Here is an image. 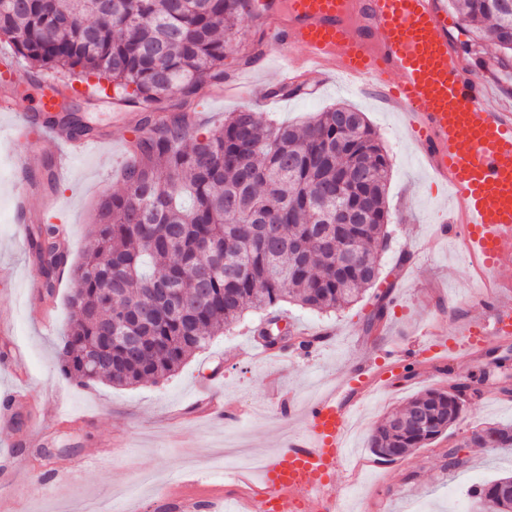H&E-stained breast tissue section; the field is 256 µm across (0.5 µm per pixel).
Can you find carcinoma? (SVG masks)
I'll return each mask as SVG.
<instances>
[{"label": "carcinoma", "mask_w": 512, "mask_h": 512, "mask_svg": "<svg viewBox=\"0 0 512 512\" xmlns=\"http://www.w3.org/2000/svg\"><path fill=\"white\" fill-rule=\"evenodd\" d=\"M247 0H0V39L31 68L111 88L129 106L180 97L224 79V59ZM470 34L469 60L487 41L498 49V79L512 81V0H448ZM62 115L44 118L67 135L101 132L63 98ZM129 144L134 162L120 192L95 209L91 243L73 269L62 370L82 384L130 386L173 375L195 351L248 310L269 312L285 302L340 311L379 278L388 223L390 164L363 113L338 104L302 126L274 125L238 110L213 133L194 137L190 116L145 114ZM342 195L336 196V187ZM56 224L30 229L32 255L52 296L66 262ZM210 244L229 261L200 260ZM350 253L354 260L344 263ZM156 286L180 291L187 311L152 300ZM390 291L377 296L367 328L383 321ZM152 313L142 349L126 353L101 337L121 335L120 317ZM96 366L87 363L90 352ZM463 414L449 389L412 397L372 431L369 448L394 462L425 448ZM493 448H512V426L481 427ZM502 487L512 512V477L475 489L483 499Z\"/></svg>", "instance_id": "1"}]
</instances>
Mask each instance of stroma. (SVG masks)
Segmentation results:
<instances>
[{
  "label": "stroma",
  "instance_id": "1",
  "mask_svg": "<svg viewBox=\"0 0 512 512\" xmlns=\"http://www.w3.org/2000/svg\"><path fill=\"white\" fill-rule=\"evenodd\" d=\"M272 23L250 0L232 51L224 60V78L202 85L192 99L194 135L218 128L228 113L247 108L266 121L303 124L317 112L337 103L364 112L389 156L387 186L390 237L379 256L380 282L396 281L390 295L384 333H366L364 318L374 303L373 291L339 312L319 313L293 303L282 315L302 332L319 336L315 357L288 349L261 359L254 338L261 318L246 311L238 322L213 338L208 349L192 354L172 376L133 386L96 383L82 386L61 371L62 336L68 325L71 286L44 298L27 288L35 269L31 253L18 241L16 185L24 183L34 205L44 206L42 219L72 228L69 264L79 262L90 245L87 234L93 205L106 192L121 189L120 175L128 162L126 145L140 133L128 122V106L110 108L81 96L84 119L105 128L104 149L73 160L67 180L45 192L44 161L59 144L31 133L17 142L11 127L24 115L39 111L43 99L41 74L24 60L15 73L0 70V87L16 86L11 109L0 112V265L11 266L14 280L0 279V315L12 326L0 335V394L22 386L25 398L12 427H0V512H163V488L248 497L257 477L205 467L211 449L222 447L225 435L237 437L258 455L277 450L281 438L297 430V410L331 383L346 379L361 363L381 357L385 347H410L423 339L429 318L454 322L480 320L483 306L470 295V277L459 243L437 234L448 218V190L421 165L417 148L400 113L389 110L371 91L350 89L336 73L306 77L305 96H272L280 84L281 64L269 56ZM36 153L39 165L21 181L15 159ZM23 361L18 370L4 368L13 348ZM502 367L487 375L473 397L463 422L435 443L405 458L374 468L369 448L372 430L402 408L419 391L444 388L450 372L482 370L468 356H450L446 374L391 388L369 398L353 424L348 440L350 460L336 475V489L351 505L350 512H472V488L512 475V450L473 448L467 468L451 471L444 454L463 443L468 432L485 424H512V349L504 351ZM222 389L230 416L218 419L195 413L196 389ZM287 392L283 416L264 411L273 391ZM59 401L68 416L62 424L45 427L38 443H30L32 426L43 419L44 403ZM112 440L110 455L90 457L99 442Z\"/></svg>",
  "mask_w": 512,
  "mask_h": 512
}]
</instances>
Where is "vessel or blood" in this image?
Here are the masks:
<instances>
[{
	"label": "vessel or blood",
	"instance_id": "b4317fda",
	"mask_svg": "<svg viewBox=\"0 0 512 512\" xmlns=\"http://www.w3.org/2000/svg\"><path fill=\"white\" fill-rule=\"evenodd\" d=\"M271 18V54L285 60L284 83L336 71L375 85L401 112L422 165L448 187V233L478 280L485 320L468 327L430 321L423 344L390 345L322 391L299 415V433L265 460L251 512H346L335 476L346 461L348 428L363 403L398 372L436 373L449 350L470 357L512 342V108L490 105L485 80L451 45L448 0H262ZM395 75L389 85L385 75ZM57 171L101 140L59 135Z\"/></svg>",
	"mask_w": 512,
	"mask_h": 512
}]
</instances>
